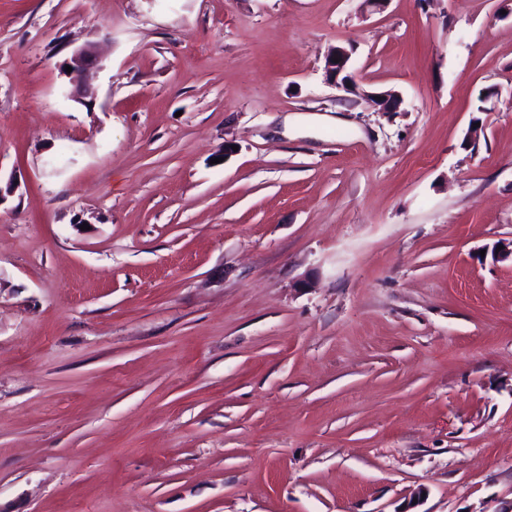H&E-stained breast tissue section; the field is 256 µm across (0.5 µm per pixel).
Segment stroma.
I'll list each match as a JSON object with an SVG mask.
<instances>
[{
	"instance_id": "obj_1",
	"label": "stroma",
	"mask_w": 512,
	"mask_h": 512,
	"mask_svg": "<svg viewBox=\"0 0 512 512\" xmlns=\"http://www.w3.org/2000/svg\"><path fill=\"white\" fill-rule=\"evenodd\" d=\"M0 181V512L512 501V0H0ZM99 58L91 47L77 49L72 54L68 65L72 67L69 73L71 76L72 89L69 97L80 101L94 95L93 87L88 83L87 75L90 70L99 65ZM352 50L344 47H336L335 51L328 55L325 60V70L329 77L334 80L336 87H341L346 91L356 92L357 85L354 81L351 69ZM334 59H339L338 63H334ZM345 75L341 81L340 76Z\"/></svg>"
}]
</instances>
